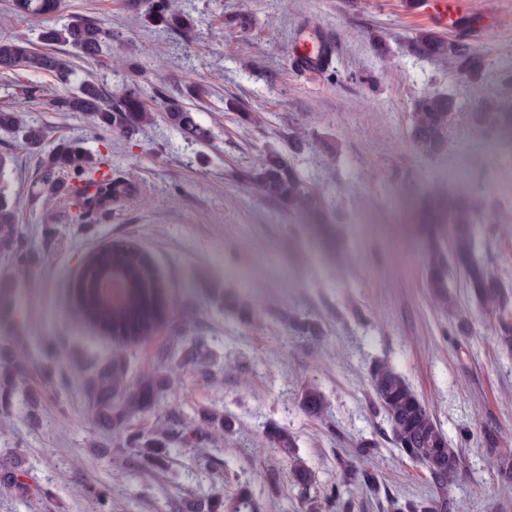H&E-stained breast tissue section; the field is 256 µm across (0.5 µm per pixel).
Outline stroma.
Wrapping results in <instances>:
<instances>
[{"label":"stroma","instance_id":"1","mask_svg":"<svg viewBox=\"0 0 512 512\" xmlns=\"http://www.w3.org/2000/svg\"><path fill=\"white\" fill-rule=\"evenodd\" d=\"M422 0H176L190 26L164 32L133 0H60L61 18L111 28L112 49L95 59L61 47L78 79L113 94L142 91L152 116L128 133L98 127L91 112L59 105L73 85L50 74L0 73V105L43 129L48 143H79L135 191L90 217L64 201L44 206L32 193L39 157L22 133L0 131L12 155L9 196L30 246V270L0 290V364L22 339L27 372L18 390L0 386V512H95L90 492L112 491V512H192L204 497L231 501L246 492L256 512H305L288 475V458L267 437L288 430L321 486L345 482L350 512H388L389 500L420 502L437 493L427 473L400 456L383 414L370 405L368 371L390 362L463 457L448 489V512H512V486L498 477L482 445L495 431L512 452V356L499 351L488 319L471 303L461 274L451 277L457 316L432 306L415 236L416 207L436 187L490 191L512 215V150L467 120H456L448 148L424 156L407 139L416 100L431 90L453 95L462 114L482 101L512 110V0H463L468 14L489 16L487 30L454 29L483 56L478 84L459 79L447 61L419 56L430 30ZM331 45L332 66L300 70L293 49L304 35ZM200 83L197 121L213 137L200 144L168 122L163 99L189 103ZM37 85L27 101L23 86ZM276 150L322 194L338 218L332 242L288 214L243 175ZM478 254L512 287V230L477 228ZM150 256L171 309L152 336L118 352L85 325L72 305L82 259L113 241ZM252 310L243 319L225 298ZM317 321L306 336L287 313ZM470 329L457 334L458 318ZM197 336L208 352L195 363L182 351ZM52 358H44V347ZM121 362L128 386L167 378L163 398L129 427L154 440L146 464L120 432L102 427L89 392L98 373ZM313 384L327 404L324 420L298 404ZM200 429L192 444L158 432L161 421ZM374 440L381 479L373 492L344 479L359 439Z\"/></svg>","mask_w":512,"mask_h":512}]
</instances>
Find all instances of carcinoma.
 Returning a JSON list of instances; mask_svg holds the SVG:
<instances>
[{
    "mask_svg": "<svg viewBox=\"0 0 512 512\" xmlns=\"http://www.w3.org/2000/svg\"><path fill=\"white\" fill-rule=\"evenodd\" d=\"M16 11L41 21H49L59 10V0H13ZM150 22L166 31H175L187 25V18L173 0H150L147 11ZM41 45L16 36L0 34L1 71L49 72L68 84L74 77L69 60L57 56L49 48L70 45L85 57L96 58L103 47L112 43V30L86 19H73L58 27L46 25L40 36ZM416 48L425 57L446 56L455 63L456 75L477 84L485 68L483 57L475 53L463 40H447L433 32H425L416 40ZM71 112H97L102 122L116 133H127L135 126L150 120V110L143 102L141 92L131 88L118 96L112 90L92 81H82L65 101ZM459 104L454 97L439 90L421 95L414 105L408 128V140L413 149L424 155H439L448 145V132L458 117ZM167 120L185 138L207 142L208 129L195 119L193 111L174 101L167 103ZM486 132L512 142V112L492 103L468 115ZM25 138L31 149L40 155L39 192L50 203L66 193L72 196L73 206L80 214H99L112 208L132 192V183L123 176L114 177L101 172L102 161L92 158L74 142H61L45 150L44 135L37 128L26 130ZM70 172L73 179L83 184L76 191L60 179V173ZM261 193L288 209L290 214L316 215L325 206L324 200L313 191L299 171L279 154L265 155L258 166L246 173ZM494 210L482 192L444 196L436 194L428 199L415 227L424 244L425 287L433 303L449 310L454 298L449 291L453 271L463 274L471 302L490 320L496 344L512 353V292L479 261L475 254L474 229L487 223L486 213ZM4 251L18 276L28 271L29 248L16 225L14 210L4 186L0 185V251ZM119 275L125 281L124 300L113 298L100 288L101 282ZM74 294L83 320L101 334L112 339L117 348L135 345L151 335L166 316L167 297L151 258L131 244L114 242L87 256L74 284ZM288 325L309 336L321 335L320 326L295 314H288ZM373 396L372 406L382 411L387 419L391 440L402 456L420 465L439 492L437 498L419 505H398L389 501L396 512H448V486L454 482L462 467L457 450L450 446L448 437L437 424L419 396L404 378L385 362L374 363L368 373ZM167 386L166 378L152 376L135 389L124 385L122 369L114 364L104 370L94 383L91 395L95 415L100 424L121 430L134 413L153 406ZM299 406L310 417L324 419L325 401L314 387L302 389ZM273 445L291 458L289 478L304 493L308 512H320L321 500L341 501L340 486L326 490L323 495H310L317 484L315 473L295 455L294 439L288 431L273 427L268 432ZM486 452L496 457L498 475L505 484L512 485V456L497 452V436L485 433ZM125 444L135 449L146 462L156 456V448L145 436L126 432ZM375 443L362 439L355 446V457L362 466H349V478L367 489L380 486L378 473L370 465Z\"/></svg>",
    "mask_w": 512,
    "mask_h": 512,
    "instance_id": "cac0c4a2",
    "label": "carcinoma"
}]
</instances>
